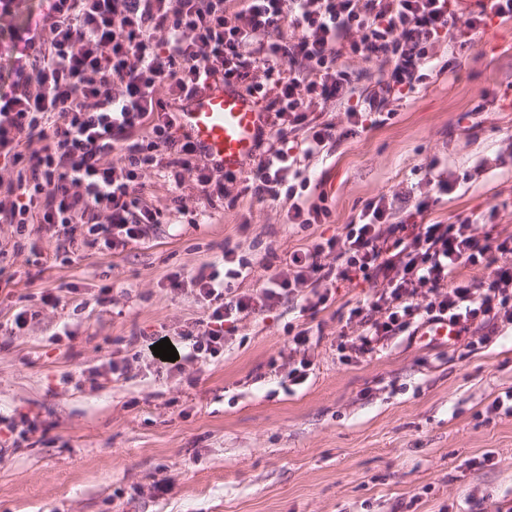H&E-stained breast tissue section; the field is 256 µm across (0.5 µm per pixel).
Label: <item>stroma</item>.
<instances>
[{"label":"stroma","instance_id":"35a3bbf8","mask_svg":"<svg viewBox=\"0 0 512 512\" xmlns=\"http://www.w3.org/2000/svg\"><path fill=\"white\" fill-rule=\"evenodd\" d=\"M432 74L365 130L335 120L343 138L314 157L330 223H287V202L258 201L226 184L198 210L149 175L146 200L164 214L126 248L90 246L60 227L29 225L40 246L0 260V419L26 424L0 452V512H497L512 506V415L491 411L512 388V325L489 342L391 338L373 357L342 361L349 302L290 297L224 332V353L164 361L155 338L179 342L205 320L192 282L236 248L237 281L262 287L268 269L312 239L343 233L366 200L418 195L430 160L455 191L438 220L498 207L512 229V21L493 20L473 43L441 49ZM178 274V285L169 277ZM59 303L43 305L44 293ZM23 309L37 317L8 328ZM321 327L292 350L288 330ZM308 359L305 380L289 372Z\"/></svg>","mask_w":512,"mask_h":512}]
</instances>
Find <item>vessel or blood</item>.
I'll return each mask as SVG.
<instances>
[{"label":"vessel or blood","instance_id":"b4317fda","mask_svg":"<svg viewBox=\"0 0 512 512\" xmlns=\"http://www.w3.org/2000/svg\"><path fill=\"white\" fill-rule=\"evenodd\" d=\"M177 118L197 150L227 173L237 172L254 155L267 127L260 104L238 85L219 78L184 99Z\"/></svg>","mask_w":512,"mask_h":512}]
</instances>
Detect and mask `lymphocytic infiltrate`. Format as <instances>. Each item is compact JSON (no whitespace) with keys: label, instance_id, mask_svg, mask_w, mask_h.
Masks as SVG:
<instances>
[{"label":"lymphocytic infiltrate","instance_id":"lymphocytic-infiltrate-1","mask_svg":"<svg viewBox=\"0 0 512 512\" xmlns=\"http://www.w3.org/2000/svg\"><path fill=\"white\" fill-rule=\"evenodd\" d=\"M0 0V223L21 250L32 224L116 250L144 239L162 218L143 196L145 176L169 170L175 186L194 174L199 202L223 196L236 176L211 167L175 136L173 103L208 77L232 80L271 115L265 148L245 188L259 200L288 199L286 221L326 224L331 210L310 201L306 163L336 140L327 106L352 126L383 113L394 96L428 77L442 40H474L512 0ZM377 63L387 77L357 94L351 67ZM396 195L364 204L344 234L289 253L259 292L237 291L249 262L225 248L222 264L193 278L207 303L198 333L182 336L192 360L224 351V325L272 310L283 297L326 305L341 284L365 283L349 309L350 348L373 354L394 336L449 321L466 331L512 325V232L485 222L406 223ZM481 279H471L472 271Z\"/></svg>","mask_w":512,"mask_h":512}]
</instances>
